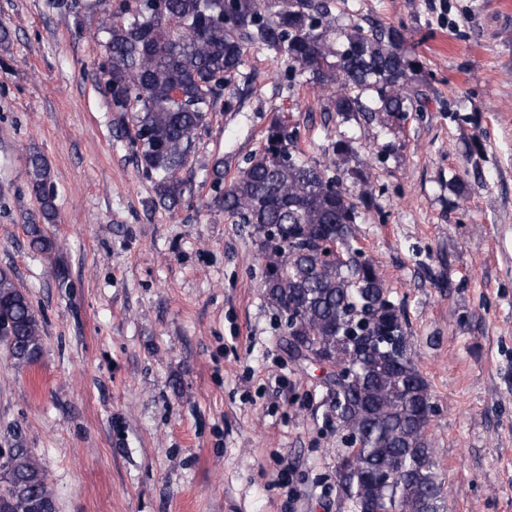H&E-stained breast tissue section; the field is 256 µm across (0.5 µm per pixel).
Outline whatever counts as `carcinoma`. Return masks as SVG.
<instances>
[{
  "label": "carcinoma",
  "mask_w": 512,
  "mask_h": 512,
  "mask_svg": "<svg viewBox=\"0 0 512 512\" xmlns=\"http://www.w3.org/2000/svg\"><path fill=\"white\" fill-rule=\"evenodd\" d=\"M335 0H94L78 9L115 8L105 28L99 65L114 112L129 115L136 166L154 186L156 203L178 207L183 178L206 118L240 73L250 47L286 62L284 77H306L329 93L342 119H402L424 106L416 86L424 69L393 24L336 29ZM282 120L265 129L261 147L224 184L214 161L212 200L231 224H246L261 259L263 295L282 318L290 358L326 370L332 400L328 419L344 434L339 488L350 512H446L444 481L430 434V384L420 371L404 309L396 304L372 260L355 246L354 224L372 194L346 191L332 168L354 152L343 137L332 144V166L314 163ZM28 187L39 204L28 225L33 252L49 255L57 242L42 228L57 218L48 160L28 155ZM337 244L330 258L325 244ZM0 343L19 363L35 361L42 330L35 311L0 268ZM348 371L347 379L342 373ZM393 468L388 481L376 474ZM0 512H56L37 459L18 443L0 454Z\"/></svg>",
  "instance_id": "carcinoma-1"
}]
</instances>
